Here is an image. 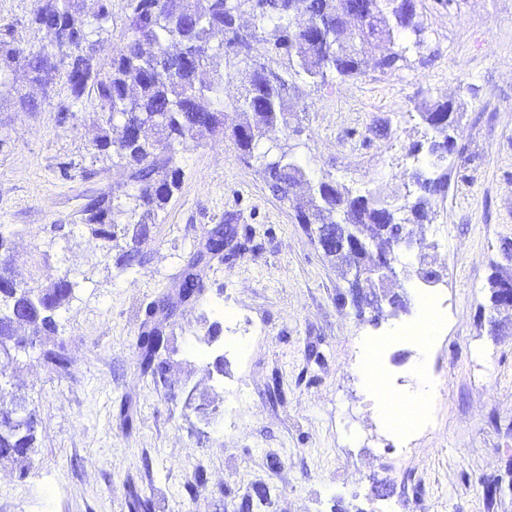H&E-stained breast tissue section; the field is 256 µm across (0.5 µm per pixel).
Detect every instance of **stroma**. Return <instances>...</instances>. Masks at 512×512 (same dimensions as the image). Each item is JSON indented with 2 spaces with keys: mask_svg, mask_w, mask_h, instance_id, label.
<instances>
[{
  "mask_svg": "<svg viewBox=\"0 0 512 512\" xmlns=\"http://www.w3.org/2000/svg\"><path fill=\"white\" fill-rule=\"evenodd\" d=\"M416 4L421 47L391 71L370 64L303 86L298 128L273 137L295 145L311 179L399 203L427 154L422 112L454 102L447 187L430 222L409 227L411 256L440 271L448 300L427 367L446 397L430 425L388 430L357 375L359 345L375 339L390 384L411 390L419 345L405 331L423 279L405 282L396 314L358 316L346 276L259 162L209 134L180 154L179 185L138 261L119 266L82 221L90 199L130 182L94 147V100L71 104L60 79L43 90L20 80L31 109L0 104V224L18 278L40 287L66 272L77 288L58 318L67 369L40 347L0 360V395L21 394L36 414L28 468L0 461V512H242L260 486L265 512H512V310L494 311L489 290L512 278V0ZM34 7L0 0V25L28 46L49 40ZM219 224L234 240L198 266L197 300L180 302L182 275ZM147 320L168 338L162 385L138 365Z\"/></svg>",
  "mask_w": 512,
  "mask_h": 512,
  "instance_id": "obj_1",
  "label": "stroma"
}]
</instances>
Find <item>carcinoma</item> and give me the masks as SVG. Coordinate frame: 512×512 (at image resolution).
Listing matches in <instances>:
<instances>
[{
	"label": "carcinoma",
	"mask_w": 512,
	"mask_h": 512,
	"mask_svg": "<svg viewBox=\"0 0 512 512\" xmlns=\"http://www.w3.org/2000/svg\"><path fill=\"white\" fill-rule=\"evenodd\" d=\"M53 16L57 32L53 47H24L11 26L0 27V101L12 94L11 76L21 70L33 83L44 76L65 79L73 100L94 98L101 124L121 123L122 131L149 118L156 121L155 136L110 138L102 131L96 149L112 150L130 170L132 189L110 199L98 198L84 209L91 236L106 242L131 236L137 242L148 232L146 219L165 209L177 188L179 151L204 133L230 138L239 153L255 158L267 182L292 202L303 224H342L345 230L362 229L373 238L400 239L404 224L431 219L433 197L445 189L442 176L422 169L411 173L415 193L400 204L378 191L352 192L335 181L321 178L305 197H293L296 185L307 180L305 168L282 147L259 150L269 130L288 126L299 112V84H322L333 77L362 72L365 55L377 43L390 45L376 60L382 70L395 68L408 50L405 36L420 34L415 0H253L254 19L247 32L248 51L232 54L225 43L238 34L240 15L233 3L214 9L215 0H125V36L112 48L108 67L96 56L97 37L106 30L98 22L112 0H96L92 21L79 23L82 0H56ZM223 44H214L215 34ZM196 48L200 57L187 65L179 59L184 49ZM259 58L275 71L278 83L268 84L249 74V59ZM241 76L237 96L224 101V79ZM448 102L436 103L422 113L430 131L428 153L437 158L448 150ZM77 283L63 273L41 288L15 280L0 269V312L20 311V321L0 325V347L25 326L41 343L57 335V317L73 298ZM163 337L147 328L138 339L143 370L152 368L162 349ZM35 441L32 414L19 426L0 423V459L25 470Z\"/></svg>",
	"instance_id": "obj_1"
}]
</instances>
